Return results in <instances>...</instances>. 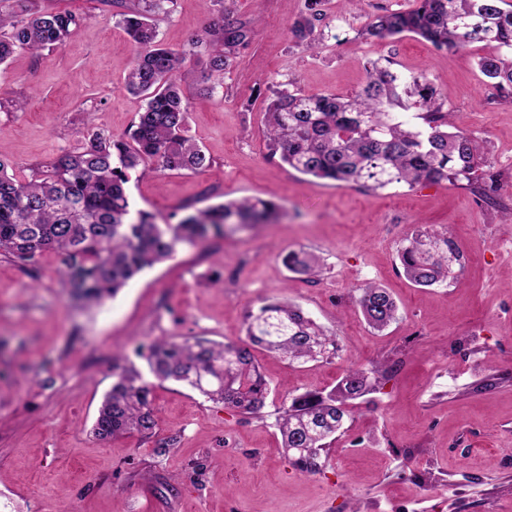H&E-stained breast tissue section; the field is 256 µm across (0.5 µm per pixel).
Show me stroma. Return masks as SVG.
<instances>
[{
  "label": "stroma",
  "mask_w": 512,
  "mask_h": 512,
  "mask_svg": "<svg viewBox=\"0 0 512 512\" xmlns=\"http://www.w3.org/2000/svg\"><path fill=\"white\" fill-rule=\"evenodd\" d=\"M42 5L87 20L59 48L0 65V152L20 179L76 147L84 117L119 135L143 106L125 87L134 49L99 0ZM412 6L324 0L308 49L290 33L305 0H224L252 39L215 96H190L188 134L211 168L134 177L127 189L136 208L163 217L274 198L286 209L276 223L179 246L96 306L69 296L53 254L34 275L0 256V512H512V94L479 71L481 45L438 50L411 33L359 37L369 16ZM217 19L203 0H175L155 24L165 43L185 47ZM384 58L427 74L443 110L483 139L502 206L449 182L339 187L271 156L264 112L273 91L352 95ZM425 229L447 231L463 259L448 282L418 288L398 251ZM291 249L320 257L318 279L286 269ZM366 281L399 307L381 333L355 302ZM268 298L301 307L338 351L301 365L253 347L269 388L259 413L155 380L134 352L149 339L246 342L247 315ZM116 360L149 383L155 436L93 435ZM353 363L391 375L359 399L327 467L301 474L282 446L278 411L291 396L331 390ZM169 438L174 446L159 451Z\"/></svg>",
  "instance_id": "obj_1"
}]
</instances>
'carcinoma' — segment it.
Listing matches in <instances>:
<instances>
[{
	"label": "carcinoma",
	"mask_w": 512,
	"mask_h": 512,
	"mask_svg": "<svg viewBox=\"0 0 512 512\" xmlns=\"http://www.w3.org/2000/svg\"><path fill=\"white\" fill-rule=\"evenodd\" d=\"M322 0H306L307 12L291 32L311 45L315 22L322 19ZM506 0H416L405 11H384L369 17L359 36L392 38L415 34L434 48H466L483 44L491 52L478 66L491 85L512 89V8ZM173 0H138L117 12L134 47L127 91L142 99L138 121L122 137L89 123L81 144L43 166L27 182L8 174L0 157V255L23 267L34 266L46 252L57 258V273L70 293L91 305L115 295L135 274L172 258L182 244L195 245L228 228L251 230L271 224L281 206L268 199H229L185 215L157 222L156 215L132 204L129 175L166 171L200 172L211 165L203 148L187 135V90L212 95L239 50L251 40L247 23L230 14L195 37L188 51L164 44L155 16L170 12ZM86 16L52 11L39 0H0V65L14 54L63 45ZM202 63L199 81L187 60ZM392 61L367 70L362 88L352 96L308 95L277 90L266 112V137L272 154L293 170L338 186L377 190L442 181L479 185L486 199L501 187L484 181L487 161L478 139L459 127L450 112L437 104V91L424 74L404 76ZM462 253L445 232L419 231L399 252L405 276L420 288L448 281ZM294 274L314 277L316 257L290 250L282 257ZM356 304L367 324L382 331L398 319L390 292L375 283L357 288ZM250 344H215L198 337L181 342L165 339L141 344L160 381L183 382L209 399L243 414L258 412L268 389L253 363L250 345H263L291 361H317L337 351L335 340L301 308L281 299L249 313ZM115 382L106 394L93 425L94 435L107 441L138 432L152 436L157 411L151 389L140 374L118 362ZM388 378L380 366L353 365L329 392L308 391L292 397L277 418L282 447L303 474L322 471L327 440L344 425L349 407L375 391Z\"/></svg>",
	"instance_id": "carcinoma-1"
}]
</instances>
